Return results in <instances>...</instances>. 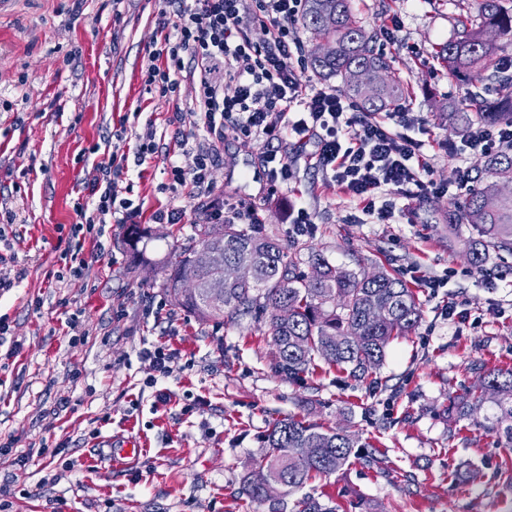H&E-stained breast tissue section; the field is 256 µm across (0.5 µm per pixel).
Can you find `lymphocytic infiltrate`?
Here are the masks:
<instances>
[{"label":"lymphocytic infiltrate","instance_id":"obj_1","mask_svg":"<svg viewBox=\"0 0 512 512\" xmlns=\"http://www.w3.org/2000/svg\"><path fill=\"white\" fill-rule=\"evenodd\" d=\"M168 6L159 17L157 35L141 68L143 86L146 92L176 101L186 68H193L198 74L196 103L207 138L193 147L188 138L179 137L164 151L150 128L139 136L133 153H114L95 165L84 184L85 197L74 203L80 221L72 233L88 237L98 254L107 252L106 225L115 218L132 221L140 211L132 199L118 195L116 181L130 166L140 167L159 157L166 160L172 191L210 197L212 223H259L256 208L212 195L211 171L229 133L269 143L259 162L272 193L291 176L287 155L272 148V141L317 135L310 164L330 174L342 192L384 223L394 218L395 210L390 204H377L381 190L404 193L413 187L421 195L435 189L444 195L449 188L462 190L470 183L465 170L453 172L440 188L429 180L420 141L390 129L391 124L405 123L407 106H397L381 120L358 110L353 102L309 87L296 71L285 67V59L301 45L298 27L304 0H168ZM255 27L265 33L262 42L248 36ZM189 146L195 163L186 169L176 155Z\"/></svg>","mask_w":512,"mask_h":512}]
</instances>
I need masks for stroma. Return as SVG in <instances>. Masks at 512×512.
<instances>
[{
  "label": "stroma",
  "instance_id": "obj_1",
  "mask_svg": "<svg viewBox=\"0 0 512 512\" xmlns=\"http://www.w3.org/2000/svg\"><path fill=\"white\" fill-rule=\"evenodd\" d=\"M165 0H6L0 7V206L18 223L0 254L14 262L0 274L26 277L0 290V503L5 512H269L243 494V478L262 449L270 422L303 416L371 441L383 470L351 463L309 483L305 494L352 512L353 501L380 512H512V447L489 426L457 421L449 397L475 385L481 370L512 369V252L490 250L470 264L466 243L476 231L448 232V211L460 196L430 193L392 202L391 223H379L310 166L316 140L279 142L292 163L287 186L268 195L248 179L264 142L225 139L213 169V194L257 208L268 232L296 248L301 270L312 252L350 270L393 268L415 292L422 318L415 333L393 340L371 383L334 368L303 379L276 368L263 321H203L173 307L161 286L167 252L156 226L147 262L134 266L125 225L106 227L110 251L84 244V279L70 278L68 240L73 209L102 154L93 145L121 133L135 145L147 119L163 142L182 132L204 142L195 113L196 85L182 81L181 129L168 126V103L144 93L141 64L155 38ZM360 24L377 33L395 23L394 41L379 37L390 74L407 91L410 136L437 185L457 168L473 169L479 152L462 147L447 110L464 101L465 85L434 58L450 39L459 0H351ZM456 147H449V140ZM162 161L130 169L115 187L143 204L142 224L162 205L186 210L182 236L209 221L206 201L167 191ZM314 222L292 232V211ZM436 280L433 288L423 279ZM78 317L83 336L67 323ZM164 347L170 371H155L146 351ZM165 401H158V394ZM140 443L138 463L116 469L111 449ZM27 465H19L20 456Z\"/></svg>",
  "mask_w": 512,
  "mask_h": 512
}]
</instances>
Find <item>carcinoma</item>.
Here are the masks:
<instances>
[{"mask_svg": "<svg viewBox=\"0 0 512 512\" xmlns=\"http://www.w3.org/2000/svg\"><path fill=\"white\" fill-rule=\"evenodd\" d=\"M468 7L459 15L456 36L437 47L435 56L448 69L474 88L466 109L451 111L466 122L469 110L480 121L512 126V74L501 69L499 47L487 38L490 31L512 35V0H465ZM304 28L321 39L336 40V56L310 58L312 70L322 79H346L354 69L371 76L389 70L387 58L376 51L372 37L353 16L350 0H306ZM487 83L495 86V97H483ZM364 112H390L406 99L404 87L395 79L364 94L346 88ZM477 186L469 190L463 203L448 213L450 224H473L478 237L468 242L472 265L480 267L489 249L512 252V196L490 197L483 182H512V144L483 157L476 168ZM213 225L197 224L187 242L170 247L164 261L163 288L170 302L202 320L239 322L264 320L268 323L278 368L290 379L318 367L323 360L345 371L349 377L366 380L380 367L386 348L396 338L411 334L421 320L420 305L402 279L384 269L369 278L336 266L320 253L311 255L312 264L321 268V277L311 283L299 268L297 253L268 234L262 224H226L224 235L214 236ZM153 239L152 228L142 224L127 227L124 244L143 257L139 244ZM224 252V261L247 264L252 279L244 283L224 281V273L207 263V254ZM188 279L198 282L200 292L192 298L182 294ZM384 309L383 319L367 318L371 302ZM291 310L288 322L276 318V310ZM483 393L470 389L451 396L449 410L459 421L474 420L477 408L491 403L497 410L492 430L512 445V369L483 373ZM266 452L244 477V494L252 501L266 500L265 484L278 480L288 492L308 481L334 474L356 459L367 468L379 466L373 445L344 429L324 428L303 417L276 419L263 437ZM292 512H335V509L309 495L294 503Z\"/></svg>", "mask_w": 512, "mask_h": 512, "instance_id": "cac0c4a2", "label": "carcinoma"}]
</instances>
